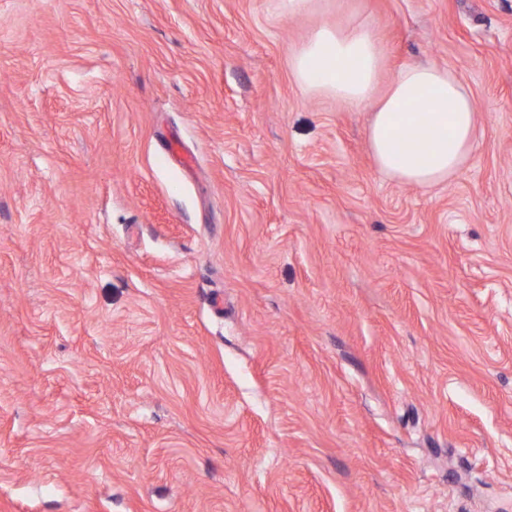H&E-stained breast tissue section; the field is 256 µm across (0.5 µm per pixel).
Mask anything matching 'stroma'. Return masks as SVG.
<instances>
[{
	"instance_id": "1",
	"label": "stroma",
	"mask_w": 512,
	"mask_h": 512,
	"mask_svg": "<svg viewBox=\"0 0 512 512\" xmlns=\"http://www.w3.org/2000/svg\"><path fill=\"white\" fill-rule=\"evenodd\" d=\"M354 21L447 181L295 83ZM0 512H512V0H0ZM383 65L384 49L363 22L316 27L288 57L304 91L372 109L367 137L381 171L419 187L448 180L472 149L473 97L447 69L421 64L402 67L382 90ZM421 106L430 112H416Z\"/></svg>"
}]
</instances>
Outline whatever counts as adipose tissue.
Segmentation results:
<instances>
[{"label": "adipose tissue", "mask_w": 512, "mask_h": 512, "mask_svg": "<svg viewBox=\"0 0 512 512\" xmlns=\"http://www.w3.org/2000/svg\"><path fill=\"white\" fill-rule=\"evenodd\" d=\"M384 49L363 22L312 29L288 58L310 93L371 108L367 131L378 168L399 183L429 187L465 163L475 134V102L464 83L433 65L402 67L381 86Z\"/></svg>", "instance_id": "ef3b65f1"}]
</instances>
